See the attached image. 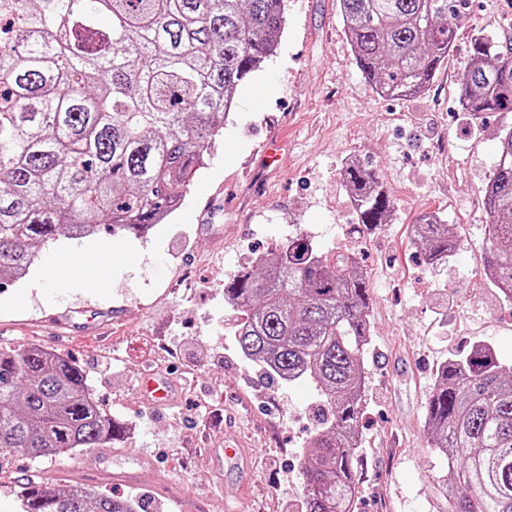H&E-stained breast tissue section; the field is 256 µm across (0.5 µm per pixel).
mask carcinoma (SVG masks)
Wrapping results in <instances>:
<instances>
[{
    "instance_id": "obj_1",
    "label": "carcinoma",
    "mask_w": 512,
    "mask_h": 512,
    "mask_svg": "<svg viewBox=\"0 0 512 512\" xmlns=\"http://www.w3.org/2000/svg\"><path fill=\"white\" fill-rule=\"evenodd\" d=\"M355 63L374 92L425 91L448 59L464 0H338ZM0 280L17 279L61 235L97 218L139 235L165 220L204 168L237 86L275 49L284 0H0ZM459 75L463 111L512 112V37L472 38ZM343 180L358 223H386L388 195L360 163ZM490 284L512 304V126L484 195ZM428 264L446 263L458 225H413ZM242 316L235 340L267 379H312L326 407L303 452L306 512H354L369 289L356 260L299 235L224 285ZM430 446L444 455L448 512H512V374L477 345L441 365L427 402ZM121 426L71 360L0 347V458L112 443ZM22 512H146L142 502L45 481Z\"/></svg>"
}]
</instances>
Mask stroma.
Segmentation results:
<instances>
[{
    "label": "stroma",
    "mask_w": 512,
    "mask_h": 512,
    "mask_svg": "<svg viewBox=\"0 0 512 512\" xmlns=\"http://www.w3.org/2000/svg\"><path fill=\"white\" fill-rule=\"evenodd\" d=\"M481 31L512 32V0H469L429 88L392 99L357 68L336 0H286L274 55L237 87L218 145L176 211L139 237L99 232L100 252L80 275L58 266L80 247L62 236L24 278L0 284V345L73 360L122 428L101 448L13 454L0 512H19L23 484L45 477L145 502L148 512H305L300 461L320 394L308 379H262L236 348L238 314L224 301L225 283L300 234L324 254L354 251L369 288L356 512H448L439 491L447 461L425 425L436 371L479 343L512 368V309L483 277L484 188L512 113L472 119L458 81ZM350 160L390 197L386 223L356 228L342 176ZM425 211L460 227L445 265L426 264L414 239ZM148 369L173 379L167 404L141 396ZM228 444L241 450L238 467L215 461L213 449Z\"/></svg>",
    "instance_id": "obj_1"
}]
</instances>
